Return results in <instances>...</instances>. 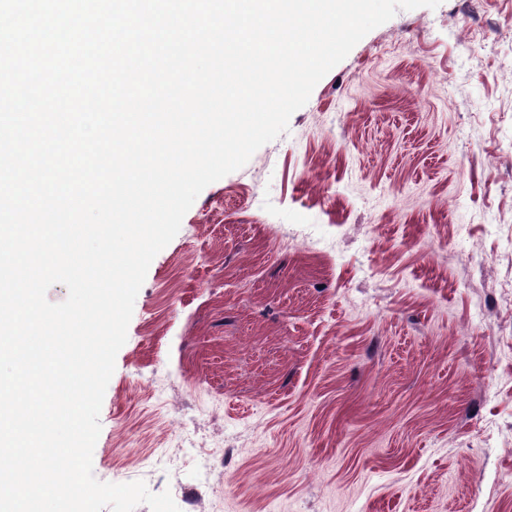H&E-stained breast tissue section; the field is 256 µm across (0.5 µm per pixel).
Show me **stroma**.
<instances>
[{
    "mask_svg": "<svg viewBox=\"0 0 512 512\" xmlns=\"http://www.w3.org/2000/svg\"><path fill=\"white\" fill-rule=\"evenodd\" d=\"M93 452L222 512H512V0L397 11L151 262Z\"/></svg>",
    "mask_w": 512,
    "mask_h": 512,
    "instance_id": "1",
    "label": "stroma"
}]
</instances>
